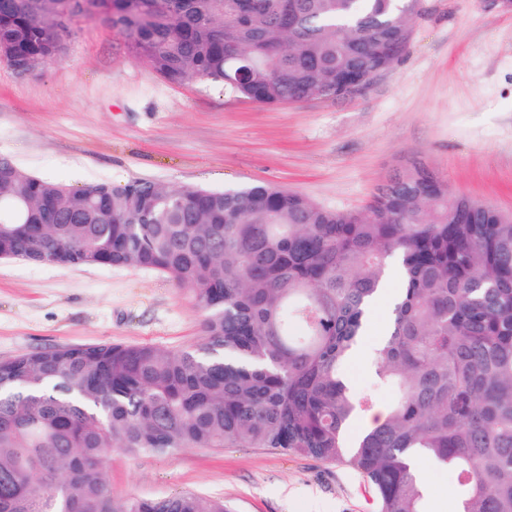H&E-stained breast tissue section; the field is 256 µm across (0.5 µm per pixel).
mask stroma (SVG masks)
I'll return each mask as SVG.
<instances>
[{"mask_svg":"<svg viewBox=\"0 0 512 512\" xmlns=\"http://www.w3.org/2000/svg\"><path fill=\"white\" fill-rule=\"evenodd\" d=\"M71 29L59 64L25 77L0 64V155L43 179L267 183L351 211L417 160L450 193L512 214V11L492 0H422L408 51L371 87L277 106L210 81L169 83L99 18ZM398 288L388 276L362 352L345 368L357 387L376 381L371 355ZM200 334L190 294L157 272L0 259V359L84 343L180 348ZM106 470L119 494L193 491L233 512H375L371 488L346 466L267 448L116 451Z\"/></svg>","mask_w":512,"mask_h":512,"instance_id":"35a3bbf8","label":"stroma"}]
</instances>
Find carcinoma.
Here are the masks:
<instances>
[{"label":"carcinoma","instance_id":"carcinoma-1","mask_svg":"<svg viewBox=\"0 0 512 512\" xmlns=\"http://www.w3.org/2000/svg\"><path fill=\"white\" fill-rule=\"evenodd\" d=\"M174 84L249 101L338 100L401 59L421 0H88ZM83 0H0V61L65 56ZM44 246L146 268L192 293L184 348L75 344L0 360V512H232L192 491L118 495L112 451L269 448L343 463L376 512H428L424 472L461 512H512V216L412 161L359 211L269 184L139 179L79 189L0 157V251ZM399 262L379 384L344 374ZM383 409V419L365 422Z\"/></svg>","mask_w":512,"mask_h":512}]
</instances>
